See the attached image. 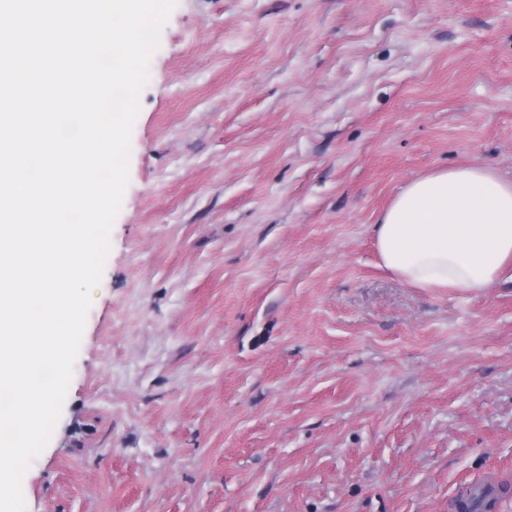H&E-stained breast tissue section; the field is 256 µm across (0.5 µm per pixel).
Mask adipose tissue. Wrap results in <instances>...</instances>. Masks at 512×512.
Returning <instances> with one entry per match:
<instances>
[{
    "mask_svg": "<svg viewBox=\"0 0 512 512\" xmlns=\"http://www.w3.org/2000/svg\"><path fill=\"white\" fill-rule=\"evenodd\" d=\"M376 247L409 287L482 294L512 267V181L480 166L415 178L381 215Z\"/></svg>",
    "mask_w": 512,
    "mask_h": 512,
    "instance_id": "adipose-tissue-1",
    "label": "adipose tissue"
}]
</instances>
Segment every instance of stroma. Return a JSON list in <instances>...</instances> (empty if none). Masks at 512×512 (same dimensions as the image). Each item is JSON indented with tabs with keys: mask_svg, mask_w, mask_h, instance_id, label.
I'll list each match as a JSON object with an SVG mask.
<instances>
[{
	"mask_svg": "<svg viewBox=\"0 0 512 512\" xmlns=\"http://www.w3.org/2000/svg\"><path fill=\"white\" fill-rule=\"evenodd\" d=\"M512 180V0H178L26 512H453L512 482V280L428 294L375 226Z\"/></svg>",
	"mask_w": 512,
	"mask_h": 512,
	"instance_id": "35a3bbf8",
	"label": "stroma"
}]
</instances>
